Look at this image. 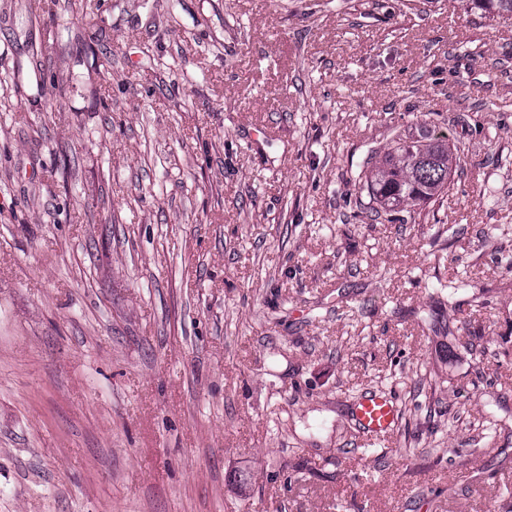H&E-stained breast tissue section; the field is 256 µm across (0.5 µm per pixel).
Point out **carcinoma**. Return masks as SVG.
<instances>
[{
	"mask_svg": "<svg viewBox=\"0 0 512 512\" xmlns=\"http://www.w3.org/2000/svg\"><path fill=\"white\" fill-rule=\"evenodd\" d=\"M475 10L512 17V0H469ZM456 156L439 140L424 143L400 139L371 168L366 183L370 196L390 212L404 204L431 203L450 189Z\"/></svg>",
	"mask_w": 512,
	"mask_h": 512,
	"instance_id": "1",
	"label": "carcinoma"
}]
</instances>
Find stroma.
Segmentation results:
<instances>
[{
	"instance_id": "35a3bbf8",
	"label": "stroma",
	"mask_w": 512,
	"mask_h": 512,
	"mask_svg": "<svg viewBox=\"0 0 512 512\" xmlns=\"http://www.w3.org/2000/svg\"><path fill=\"white\" fill-rule=\"evenodd\" d=\"M17 69L0 512H512V17L0 0ZM442 136L451 191L377 216L371 155ZM352 419L366 436H383L393 430L397 410L391 397L368 390L356 399Z\"/></svg>"
}]
</instances>
